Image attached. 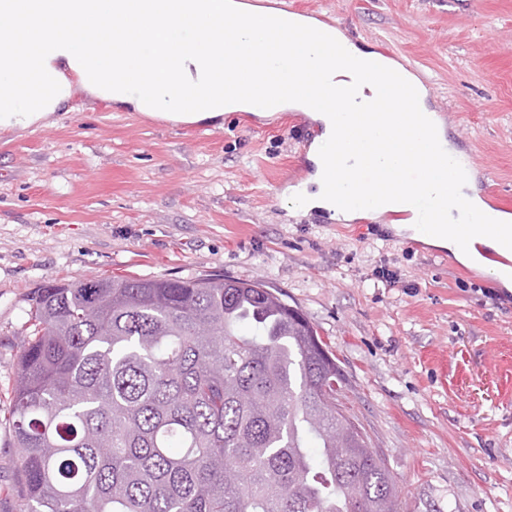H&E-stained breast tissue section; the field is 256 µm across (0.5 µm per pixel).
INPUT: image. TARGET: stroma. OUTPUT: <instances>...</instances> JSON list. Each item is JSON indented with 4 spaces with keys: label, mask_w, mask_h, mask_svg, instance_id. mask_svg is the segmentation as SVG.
Here are the masks:
<instances>
[{
    "label": "stroma",
    "mask_w": 512,
    "mask_h": 512,
    "mask_svg": "<svg viewBox=\"0 0 512 512\" xmlns=\"http://www.w3.org/2000/svg\"><path fill=\"white\" fill-rule=\"evenodd\" d=\"M388 50L466 137L475 187L512 200V0H282ZM294 111L173 123L76 91L27 131L0 130V418L46 281L108 275L259 280L315 325L343 408L389 469L401 512H512V289L490 269L378 236L386 214L318 222L283 176L316 141ZM0 425V512H18Z\"/></svg>",
    "instance_id": "35a3bbf8"
}]
</instances>
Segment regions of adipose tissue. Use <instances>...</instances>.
<instances>
[{
  "mask_svg": "<svg viewBox=\"0 0 512 512\" xmlns=\"http://www.w3.org/2000/svg\"><path fill=\"white\" fill-rule=\"evenodd\" d=\"M339 46L354 62L349 102L324 100L325 51ZM289 60L287 71L273 63ZM89 94L135 112L194 123L231 108L273 114L311 112L324 133L311 147L316 171L302 210L349 218L357 211L406 209L405 174H437L434 205L447 223L459 174L436 151L443 129L427 114L426 89L390 59L311 18L243 0H0V129L24 131L48 119L72 94ZM387 166L395 181L366 179ZM355 187L363 209L339 205L329 171Z\"/></svg>",
  "mask_w": 512,
  "mask_h": 512,
  "instance_id": "obj_1",
  "label": "adipose tissue"
}]
</instances>
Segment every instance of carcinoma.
I'll return each mask as SVG.
<instances>
[{"label":"carcinoma","instance_id":"obj_1","mask_svg":"<svg viewBox=\"0 0 512 512\" xmlns=\"http://www.w3.org/2000/svg\"><path fill=\"white\" fill-rule=\"evenodd\" d=\"M5 417L20 512H397L345 377L259 281L51 280Z\"/></svg>","mask_w":512,"mask_h":512}]
</instances>
